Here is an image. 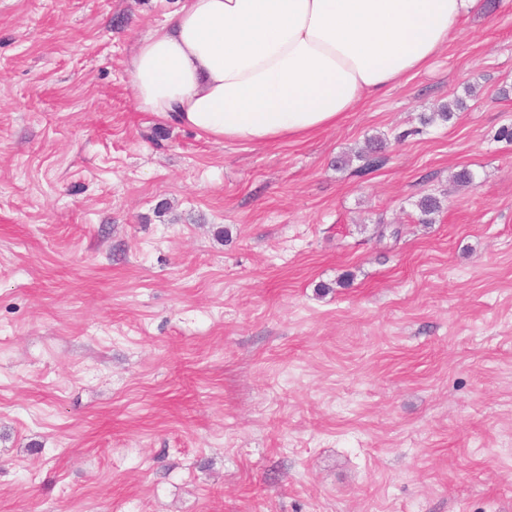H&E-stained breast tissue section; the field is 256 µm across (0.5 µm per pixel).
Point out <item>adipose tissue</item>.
Here are the masks:
<instances>
[{
    "mask_svg": "<svg viewBox=\"0 0 512 512\" xmlns=\"http://www.w3.org/2000/svg\"><path fill=\"white\" fill-rule=\"evenodd\" d=\"M479 0H183L126 73L138 107L213 142L336 126L426 68Z\"/></svg>",
    "mask_w": 512,
    "mask_h": 512,
    "instance_id": "ef3b65f1",
    "label": "adipose tissue"
}]
</instances>
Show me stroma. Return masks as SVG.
Listing matches in <instances>:
<instances>
[{"instance_id": "obj_1", "label": "stroma", "mask_w": 512, "mask_h": 512, "mask_svg": "<svg viewBox=\"0 0 512 512\" xmlns=\"http://www.w3.org/2000/svg\"><path fill=\"white\" fill-rule=\"evenodd\" d=\"M499 2L336 127L251 146L134 101L178 0H0V512H512Z\"/></svg>"}]
</instances>
